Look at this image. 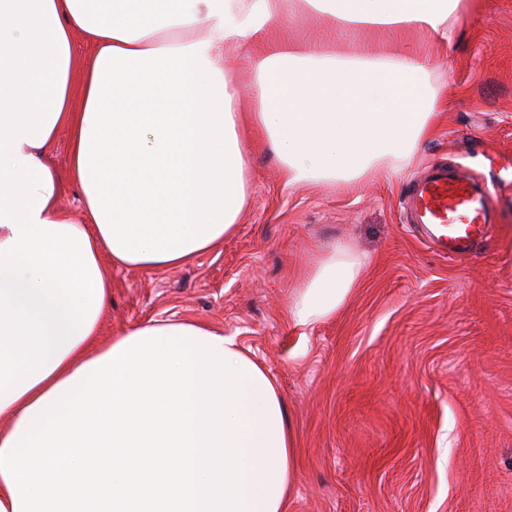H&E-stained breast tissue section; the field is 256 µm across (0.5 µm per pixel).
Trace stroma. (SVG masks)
Here are the masks:
<instances>
[{
	"mask_svg": "<svg viewBox=\"0 0 512 512\" xmlns=\"http://www.w3.org/2000/svg\"><path fill=\"white\" fill-rule=\"evenodd\" d=\"M433 57L446 105L392 179L291 187L249 158V195L216 252L168 269L112 270L103 339L190 318L238 340L275 379L296 437L287 512H512V0H473ZM70 136L46 155L60 206L81 209ZM497 192L487 237L449 257L403 204L426 164ZM365 259L336 318L300 327L288 296L324 248Z\"/></svg>",
	"mask_w": 512,
	"mask_h": 512,
	"instance_id": "obj_1",
	"label": "stroma"
}]
</instances>
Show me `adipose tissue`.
Wrapping results in <instances>:
<instances>
[{
	"instance_id": "obj_1",
	"label": "adipose tissue",
	"mask_w": 512,
	"mask_h": 512,
	"mask_svg": "<svg viewBox=\"0 0 512 512\" xmlns=\"http://www.w3.org/2000/svg\"><path fill=\"white\" fill-rule=\"evenodd\" d=\"M320 40L290 38L287 8ZM469 0H0V512H286L295 439L237 337L148 320L99 342L111 265L174 268L224 244L254 143L289 185L404 172L443 105L430 56ZM397 35L353 56L337 33ZM94 44L81 99L72 34ZM246 58L251 111L226 80ZM83 218L45 156L60 130ZM109 254L111 265L101 256ZM364 276L332 247L288 314L336 316Z\"/></svg>"
}]
</instances>
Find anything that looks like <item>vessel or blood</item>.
<instances>
[{
    "mask_svg": "<svg viewBox=\"0 0 512 512\" xmlns=\"http://www.w3.org/2000/svg\"><path fill=\"white\" fill-rule=\"evenodd\" d=\"M493 204L475 177L445 165L430 166L407 195L414 223L453 256L468 253L485 237Z\"/></svg>",
    "mask_w": 512,
    "mask_h": 512,
    "instance_id": "obj_1",
    "label": "vessel or blood"
}]
</instances>
